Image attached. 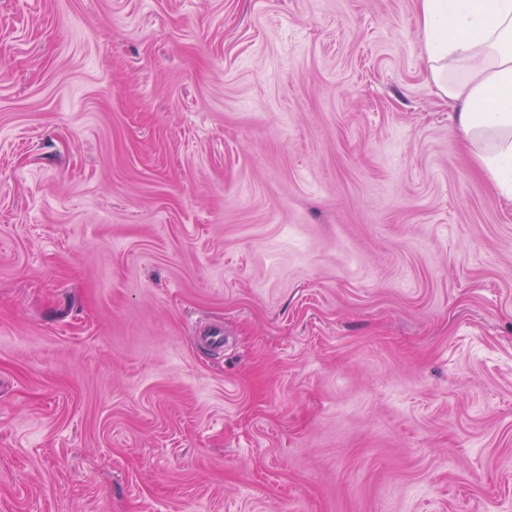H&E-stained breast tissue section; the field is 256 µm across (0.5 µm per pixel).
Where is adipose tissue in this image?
Here are the masks:
<instances>
[{
  "mask_svg": "<svg viewBox=\"0 0 512 512\" xmlns=\"http://www.w3.org/2000/svg\"><path fill=\"white\" fill-rule=\"evenodd\" d=\"M428 74L499 194L512 200V0H417Z\"/></svg>",
  "mask_w": 512,
  "mask_h": 512,
  "instance_id": "adipose-tissue-1",
  "label": "adipose tissue"
}]
</instances>
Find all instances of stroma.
Here are the masks:
<instances>
[{
    "label": "stroma",
    "instance_id": "stroma-1",
    "mask_svg": "<svg viewBox=\"0 0 512 512\" xmlns=\"http://www.w3.org/2000/svg\"><path fill=\"white\" fill-rule=\"evenodd\" d=\"M0 512H512L415 0H0Z\"/></svg>",
    "mask_w": 512,
    "mask_h": 512
}]
</instances>
